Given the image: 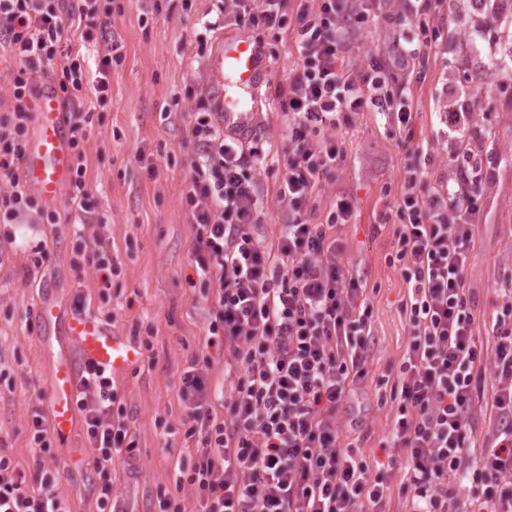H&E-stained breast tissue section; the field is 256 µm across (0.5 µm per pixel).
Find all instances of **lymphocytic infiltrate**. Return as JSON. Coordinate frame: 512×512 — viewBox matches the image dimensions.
I'll return each instance as SVG.
<instances>
[{
  "label": "lymphocytic infiltrate",
  "instance_id": "f902f5d3",
  "mask_svg": "<svg viewBox=\"0 0 512 512\" xmlns=\"http://www.w3.org/2000/svg\"><path fill=\"white\" fill-rule=\"evenodd\" d=\"M243 24L280 27L293 21L300 62L288 75L281 103L288 118L281 152L265 156L252 141L226 136L215 113L194 116L191 141L199 154L190 168L186 202L196 235L192 246L201 286L211 293L205 344L221 346L236 364L230 395L209 387L200 356L180 378L184 436L194 457L177 486H190L196 512H366L387 488L370 477L354 449L338 441L336 409L362 377L370 347L369 305L357 279L345 271L332 237L355 209L337 198L326 222L316 220L314 199L323 180L345 160L326 129L349 124L351 113L380 112L406 130L415 114L405 93L417 58L437 47L429 24L442 17L446 0H408L407 20L424 38L389 37L386 52L366 69L348 60L356 32L377 19L364 0H232ZM113 0H0V43L19 60L9 115L0 120V223L18 224L35 199L20 183L31 120L35 75L51 68L66 109L74 171L69 199L82 215L95 211L86 183L83 143L93 120L86 99L106 104L113 65L122 45L112 31ZM74 24L99 62L87 73L79 54L62 42ZM490 92L460 87L443 106L449 129L469 127L491 109ZM403 190L394 206L399 229L390 263L410 290L405 304L411 337L390 387L395 407L389 445L402 449L404 489L411 512H512V284L501 288L484 349L473 333L474 305L466 287L479 198L476 189L493 177L484 169L479 140L466 142L462 161L428 180L427 148L404 142ZM280 175L277 196L288 210L276 242L256 234L259 214L251 170L265 159ZM71 263L94 266L102 282L112 276L103 240L85 241L77 225ZM489 400L493 426L476 445L474 414ZM103 476L98 512H124L112 494L114 456L133 457L137 441L112 374L83 365L74 397ZM38 444L33 464L38 488L0 455V512H67L55 494L59 471L48 462L50 442L42 414L32 419ZM468 497H461L460 489Z\"/></svg>",
  "mask_w": 512,
  "mask_h": 512
}]
</instances>
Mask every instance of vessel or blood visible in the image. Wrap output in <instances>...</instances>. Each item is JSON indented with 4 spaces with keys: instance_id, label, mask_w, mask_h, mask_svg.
<instances>
[{
    "instance_id": "b4317fda",
    "label": "vessel or blood",
    "mask_w": 512,
    "mask_h": 512,
    "mask_svg": "<svg viewBox=\"0 0 512 512\" xmlns=\"http://www.w3.org/2000/svg\"><path fill=\"white\" fill-rule=\"evenodd\" d=\"M270 63L257 43L246 36L222 39L208 59L213 107L226 134L248 139L257 123V92ZM36 127L27 143L22 175L43 200L56 201L72 175L70 131L54 87L40 90L34 102ZM79 349V361L60 353L52 358L49 403L54 428L70 434L74 424L77 362L120 373L139 360L138 350L124 338L89 317H71L65 330Z\"/></svg>"
}]
</instances>
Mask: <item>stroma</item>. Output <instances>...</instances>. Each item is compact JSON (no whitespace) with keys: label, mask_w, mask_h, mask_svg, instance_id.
<instances>
[{"label":"stroma","mask_w":512,"mask_h":512,"mask_svg":"<svg viewBox=\"0 0 512 512\" xmlns=\"http://www.w3.org/2000/svg\"><path fill=\"white\" fill-rule=\"evenodd\" d=\"M112 30L124 46L122 64L111 71V98L96 109L85 144L87 183L96 201L87 237L102 235L118 267L109 290H102L94 268L71 264L72 224L79 212L68 195L52 203L55 224L37 214L22 223H0V454L18 470L33 472L34 413L49 414V364L43 352L48 333L36 312L45 303L62 316L76 310L96 317L141 350L139 362L117 374L114 384L127 408L138 449L133 458L112 460V494L126 512H159L158 490L174 492L192 512L190 488H177L175 477L193 449L183 433L185 407L179 399L180 376L193 354L207 352L205 373L211 384L230 385L232 358L223 349L205 348L211 298L200 290L191 249L195 226L186 203L187 176L195 157L189 141L192 115L211 102L206 61L218 41L245 33L272 62V75L260 90L255 131L259 146L279 150L286 135L280 90L300 61L292 28L237 23L230 0H115ZM404 4L397 0L376 30L360 34L361 51L353 68L366 67L369 53L384 51V38L399 31ZM223 18L217 30L208 22ZM512 30L483 22L469 0H453L437 49L415 65L406 92L416 114L403 133L379 113H354L350 125L327 130L346 153L344 163L322 183L318 217L326 219L337 197L355 199L348 223L333 235L343 263L359 279L371 309L373 343L366 375L336 412L342 446L355 448L370 474L384 477L387 493L378 512H408L403 473L391 467L394 449L385 447L394 418L390 389L382 377H396L409 343L404 305L409 290L389 263L395 217L391 211L403 185L404 140L427 146L432 172L446 170L468 132L449 131L441 120L448 77L475 90L494 89V106L478 113L482 136L495 174L480 197L475 246L469 257L467 286L476 313L475 334L487 339L495 317L496 290L512 281V62L491 66L487 47L500 44ZM155 173H148V163ZM276 168H258L255 199L258 234L271 243L287 215L277 197ZM46 245L36 276L26 274L32 251ZM60 472L56 493L69 512H96L102 479L92 466L95 450L84 429L70 441H51Z\"/></svg>","instance_id":"obj_1"}]
</instances>
